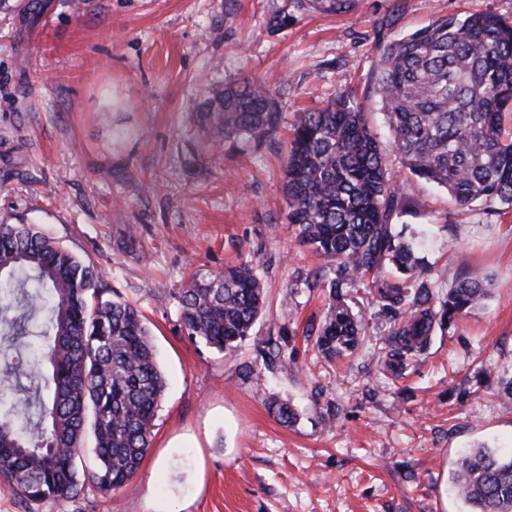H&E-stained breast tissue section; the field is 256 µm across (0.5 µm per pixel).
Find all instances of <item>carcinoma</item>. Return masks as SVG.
<instances>
[{
    "label": "carcinoma",
    "mask_w": 512,
    "mask_h": 512,
    "mask_svg": "<svg viewBox=\"0 0 512 512\" xmlns=\"http://www.w3.org/2000/svg\"><path fill=\"white\" fill-rule=\"evenodd\" d=\"M345 13L353 0H308ZM376 104L394 152L409 174L445 188L461 206H512V24L492 12L439 18L380 49L373 76ZM211 145L261 142L280 122L275 89L264 81L216 90L200 117ZM403 188L388 168L364 105L347 97L299 114L284 158L286 219L299 243L329 263L328 309L315 346L328 360L358 349L364 325L344 301V285L368 271L374 297L407 318L387 342L388 364L404 368L427 349L435 325H452L491 296L487 280L460 270L440 308L421 279L422 235L394 231ZM252 257L220 274L190 281L180 293L188 336L231 352L248 336L265 304ZM41 355L0 348V477L24 502L73 499L88 489L128 488L149 447L166 379L141 311L112 296L97 270L34 224L0 223V335H27L38 313ZM35 382L34 392L21 379ZM35 403L37 421L19 408ZM291 425L296 409L273 401ZM94 441V462L84 448ZM452 487L469 512H512V454L477 445L460 462Z\"/></svg>",
    "instance_id": "1"
}]
</instances>
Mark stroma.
Here are the masks:
<instances>
[{
	"mask_svg": "<svg viewBox=\"0 0 512 512\" xmlns=\"http://www.w3.org/2000/svg\"><path fill=\"white\" fill-rule=\"evenodd\" d=\"M46 2L34 25L0 13V222L41 225L136 303L167 389L131 488L28 507L0 479V512H465L450 489L464 455L512 451V402L498 396L512 381V208L459 206L387 153L403 223L432 237L435 292L464 261L492 295L400 371L379 353L400 312L348 286L369 340L329 362L314 346L326 262L285 219L282 167L298 113L335 94L363 102L388 143L380 47L440 17L512 21V0H355L337 15L298 0H87L78 15ZM244 80L276 89L278 132L213 151L197 115L211 87ZM254 254L266 303L251 336L231 355L191 340L181 288ZM275 398L296 407L293 425Z\"/></svg>",
	"mask_w": 512,
	"mask_h": 512,
	"instance_id": "1",
	"label": "stroma"
}]
</instances>
